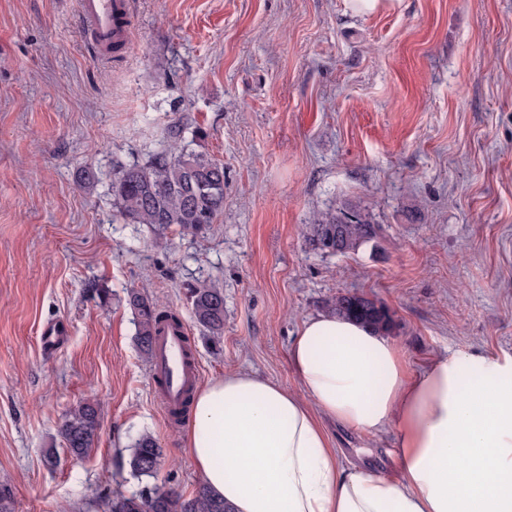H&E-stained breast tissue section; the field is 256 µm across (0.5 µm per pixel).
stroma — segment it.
<instances>
[{"label":"stroma","mask_w":512,"mask_h":512,"mask_svg":"<svg viewBox=\"0 0 512 512\" xmlns=\"http://www.w3.org/2000/svg\"><path fill=\"white\" fill-rule=\"evenodd\" d=\"M128 11L126 49L99 59L76 0H0V482L15 512H102L105 492L201 483L136 346L130 288L179 313L204 383L244 370L299 389L294 336L353 292L390 310L410 368L512 355V0ZM174 142L223 163L215 223L201 236L114 223L116 170ZM351 206L377 238L345 255L309 244L315 214ZM202 280L224 290L216 343L185 296ZM54 323L65 334L44 345ZM90 395L101 427L75 459L59 427ZM326 430L346 461L393 473L391 434ZM144 432L166 454L146 483L121 465Z\"/></svg>","instance_id":"obj_1"}]
</instances>
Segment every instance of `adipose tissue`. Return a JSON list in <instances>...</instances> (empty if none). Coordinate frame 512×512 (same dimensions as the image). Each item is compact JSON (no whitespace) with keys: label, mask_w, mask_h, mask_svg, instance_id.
Returning a JSON list of instances; mask_svg holds the SVG:
<instances>
[{"label":"adipose tissue","mask_w":512,"mask_h":512,"mask_svg":"<svg viewBox=\"0 0 512 512\" xmlns=\"http://www.w3.org/2000/svg\"><path fill=\"white\" fill-rule=\"evenodd\" d=\"M288 362L300 390L233 370L195 393L183 446L230 512H512V356L413 373L392 337L321 313ZM328 420L394 434L396 475L344 463Z\"/></svg>","instance_id":"adipose-tissue-1"}]
</instances>
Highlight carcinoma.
<instances>
[{
	"mask_svg": "<svg viewBox=\"0 0 512 512\" xmlns=\"http://www.w3.org/2000/svg\"><path fill=\"white\" fill-rule=\"evenodd\" d=\"M112 197L118 216L126 224H146L161 233L176 227L182 233L199 234L224 210V165L193 152H157L143 164L121 167L112 179ZM379 230L369 214L351 208L314 216L308 240L313 244L321 236L336 232L342 255L375 239ZM186 297L196 324L209 336H222L224 290L199 281L187 287ZM127 302L136 317L137 346L150 360L161 323L176 317L159 310L136 288L127 290ZM332 311L380 331L389 330L393 323L388 308L363 293L336 296ZM100 421V402L92 395L66 414L60 435L71 456L82 459L89 455ZM162 459L157 440L142 433L130 448L127 465L132 475L152 478ZM102 506L105 512H226L224 500L214 497L203 483L188 497L156 487L130 495L115 492L102 498Z\"/></svg>",
	"mask_w": 512,
	"mask_h": 512,
	"instance_id": "carcinoma-1",
	"label": "carcinoma"
}]
</instances>
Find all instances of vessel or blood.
<instances>
[{
  "mask_svg": "<svg viewBox=\"0 0 512 512\" xmlns=\"http://www.w3.org/2000/svg\"><path fill=\"white\" fill-rule=\"evenodd\" d=\"M77 7L85 33L97 53L109 51L114 20L126 9V0H77ZM187 334L188 329L183 326L165 332L156 343L151 376L164 383L163 409L167 412L180 406L197 381L198 363L186 353Z\"/></svg>",
  "mask_w": 512,
  "mask_h": 512,
  "instance_id": "1",
  "label": "vessel or blood"
}]
</instances>
